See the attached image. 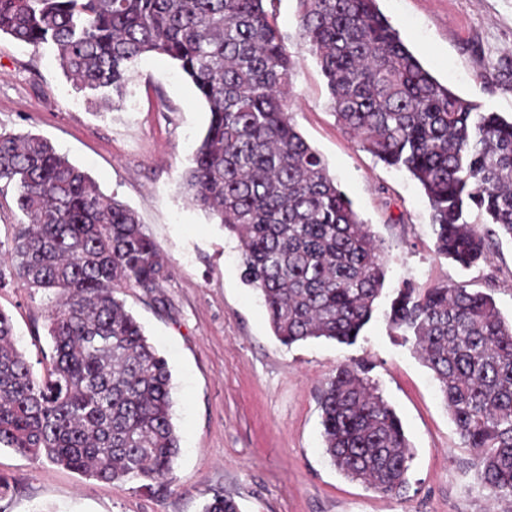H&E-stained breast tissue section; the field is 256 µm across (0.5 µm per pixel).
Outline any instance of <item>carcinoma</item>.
Masks as SVG:
<instances>
[{
    "instance_id": "1",
    "label": "carcinoma",
    "mask_w": 512,
    "mask_h": 512,
    "mask_svg": "<svg viewBox=\"0 0 512 512\" xmlns=\"http://www.w3.org/2000/svg\"><path fill=\"white\" fill-rule=\"evenodd\" d=\"M274 2L0 0V35L51 45L77 89L107 100L123 98L142 56L177 61L209 113L184 173L189 199L238 240L243 280L281 344H351L372 317L389 255L292 123L295 62ZM298 3L300 38L341 129L418 183L439 255L464 268L487 262L501 238L512 240V119L434 78L376 0ZM11 187L28 222L0 263V289L20 281L53 297L54 355L35 376L0 308V446L101 482L172 483L171 371L120 298L138 289L165 306L164 257L131 208L38 135L0 132V195ZM475 209L481 226L469 221ZM388 324L413 337L434 372L490 497L512 499V323L492 294L406 281ZM320 409L331 463L379 494L400 493L410 443L367 368L337 367ZM202 512L240 509L217 493Z\"/></svg>"
}]
</instances>
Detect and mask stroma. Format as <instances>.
Here are the masks:
<instances>
[{
	"instance_id": "obj_1",
	"label": "stroma",
	"mask_w": 512,
	"mask_h": 512,
	"mask_svg": "<svg viewBox=\"0 0 512 512\" xmlns=\"http://www.w3.org/2000/svg\"><path fill=\"white\" fill-rule=\"evenodd\" d=\"M275 6L295 61L292 122L389 251L371 321L351 345L276 340L242 279L236 238L186 198L182 175L209 113L174 61L143 56L123 99L107 103L75 89L51 46L0 35V131L49 141L136 211L168 263L165 308L138 290L124 300L169 361L180 443L175 480L156 493L88 480L2 446L0 477L11 492L0 512H201L217 491L240 512H512V501H491L433 372L385 319L395 289L409 280L420 289L448 282L491 291L511 321L512 242H498L488 262L471 269L438 255L420 187L340 129L320 66L298 35L297 0ZM377 7L439 82L512 117V0H377ZM0 309L43 374L53 350L44 301L16 283L0 290ZM345 361L368 367L402 422L413 458L401 494L346 478L324 452L320 394Z\"/></svg>"
}]
</instances>
